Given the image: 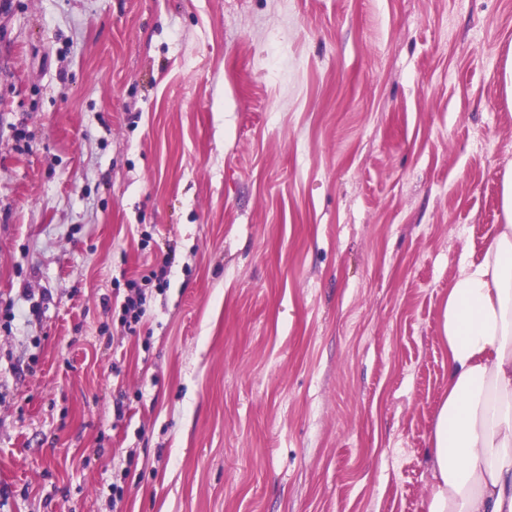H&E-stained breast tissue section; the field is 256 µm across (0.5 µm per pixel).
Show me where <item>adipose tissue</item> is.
<instances>
[{
	"instance_id": "obj_1",
	"label": "adipose tissue",
	"mask_w": 512,
	"mask_h": 512,
	"mask_svg": "<svg viewBox=\"0 0 512 512\" xmlns=\"http://www.w3.org/2000/svg\"><path fill=\"white\" fill-rule=\"evenodd\" d=\"M501 209L484 259L460 270L441 311L448 395L431 437L427 512H512V171Z\"/></svg>"
}]
</instances>
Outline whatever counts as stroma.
I'll return each mask as SVG.
<instances>
[{"instance_id":"obj_1","label":"stroma","mask_w":512,"mask_h":512,"mask_svg":"<svg viewBox=\"0 0 512 512\" xmlns=\"http://www.w3.org/2000/svg\"><path fill=\"white\" fill-rule=\"evenodd\" d=\"M510 63L512 0H0V512H426ZM129 293L120 304L119 320L129 331L134 332L146 312L147 295L137 280L128 282Z\"/></svg>"}]
</instances>
